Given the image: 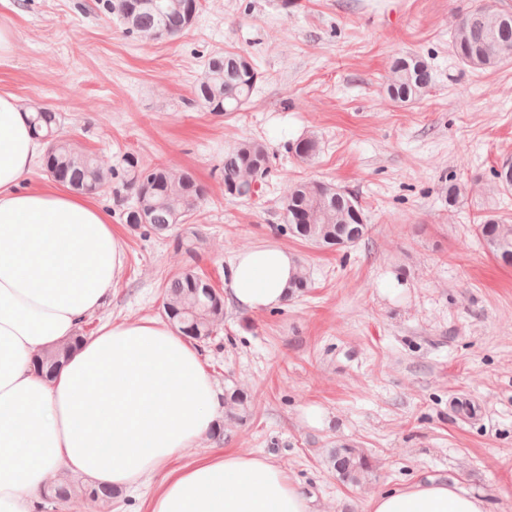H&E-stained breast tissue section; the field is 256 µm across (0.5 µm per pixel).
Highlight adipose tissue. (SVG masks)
<instances>
[{
	"label": "adipose tissue",
	"instance_id": "adipose-tissue-1",
	"mask_svg": "<svg viewBox=\"0 0 512 512\" xmlns=\"http://www.w3.org/2000/svg\"><path fill=\"white\" fill-rule=\"evenodd\" d=\"M37 148L27 112L0 94V512H40L64 472L118 492L156 483L148 512H311L270 457L224 451L175 466L213 428L224 395L172 324H104L53 375L34 370L35 354L106 305L125 262L92 198L28 185ZM296 271L281 246L243 249L228 292L250 311L278 308ZM367 512L489 510L481 494L432 479L376 494Z\"/></svg>",
	"mask_w": 512,
	"mask_h": 512
}]
</instances>
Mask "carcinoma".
<instances>
[{"instance_id":"1","label":"carcinoma","mask_w":512,"mask_h":512,"mask_svg":"<svg viewBox=\"0 0 512 512\" xmlns=\"http://www.w3.org/2000/svg\"><path fill=\"white\" fill-rule=\"evenodd\" d=\"M98 9L116 18L127 36L147 42L173 39L192 26L191 14L199 0H97ZM453 50L458 62L472 70H493L512 62V11L483 0L460 16L453 26ZM259 72L244 54L226 51L208 58L193 89V102L214 115L240 112L250 102ZM434 80L430 63L421 55L404 53L390 62L386 93L398 104L419 100ZM64 120L49 107L31 113L33 134L44 145V172L54 181L76 191L96 195L117 180L135 196L133 205L120 210L119 219L142 234L161 235L175 224H187L200 212L205 189L195 174L170 165H145L129 153L118 167H104L98 158L63 134ZM297 159L311 161L319 151L312 137L296 140L291 147ZM272 171L266 144L244 140L224 155V195L250 200ZM498 186L512 190V159L493 170ZM286 224L280 231L318 247L337 249L354 246L368 235L369 224L357 195L346 188L320 180H299L290 185L284 201ZM477 233L488 251L503 266H512V221L496 214L483 216ZM164 313L181 333L195 341L211 339L224 317V296L209 279L189 266L170 277L164 286ZM68 348L37 355V369L50 373ZM226 416L235 421L248 407L246 394L233 390L224 395ZM330 464L340 479L357 484L371 468L356 448H336ZM116 492L96 488L79 478L64 477L47 500L56 509L76 499H89L111 512Z\"/></svg>"}]
</instances>
